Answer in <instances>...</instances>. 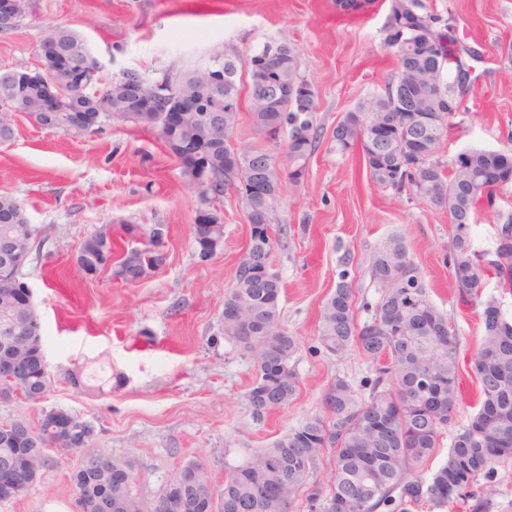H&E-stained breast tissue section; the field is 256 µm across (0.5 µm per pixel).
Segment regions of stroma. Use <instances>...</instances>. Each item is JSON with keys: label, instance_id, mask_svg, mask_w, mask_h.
I'll return each instance as SVG.
<instances>
[{"label": "stroma", "instance_id": "stroma-1", "mask_svg": "<svg viewBox=\"0 0 512 512\" xmlns=\"http://www.w3.org/2000/svg\"><path fill=\"white\" fill-rule=\"evenodd\" d=\"M440 24L453 27L469 67L470 88L448 120L438 156L452 164L472 148L512 143V0H424ZM32 10L0 33V66L34 67L42 31L69 27L88 44L101 79L136 71L159 81L204 64L214 52L244 56L285 41L317 93L320 140L300 180L289 177L285 144L271 145L241 106L231 136L239 148L271 149L283 173L276 218L286 230L275 242L272 268L283 283L281 319L299 347L292 365L299 390L285 408L256 415L247 393L255 370L248 355L220 335L224 298L250 239L240 194L225 191L224 244L209 260L197 255L191 227L203 204L174 156L155 135L131 123L102 122L75 136L15 116V136L0 146V194L22 205L39 227V245L22 271L44 332L51 386L40 402L0 395V422L38 424L64 409L89 422L90 446L131 461L135 492L156 495L184 463L203 462L213 483L245 449L263 448L322 413L336 378L360 385L374 371L357 351L336 356L317 339L322 303L348 272L357 322L378 290L371 255L401 235L435 306L460 337L463 399L459 419L477 407L478 383L467 361L481 334V307L460 295L447 261L455 227L446 208L374 185L360 152L336 153L332 130L343 114L384 93L396 60L385 45L389 0L349 15L335 0H31ZM512 215V186L472 225V249L494 257L498 227ZM163 225L167 259L127 285L110 272L78 274L80 244L102 227L125 249L122 227ZM79 454L51 455L32 489L0 501V512H75L70 475Z\"/></svg>", "mask_w": 512, "mask_h": 512}]
</instances>
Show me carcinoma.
I'll return each mask as SVG.
<instances>
[{"label": "carcinoma", "instance_id": "obj_1", "mask_svg": "<svg viewBox=\"0 0 512 512\" xmlns=\"http://www.w3.org/2000/svg\"><path fill=\"white\" fill-rule=\"evenodd\" d=\"M435 17L423 0H391L385 45L406 35L410 46L395 50V77L405 73L421 86L414 95H436L442 110L448 101L462 104L465 94L454 72L461 62L451 51L448 33L436 30ZM43 67L46 79L20 81L17 68L0 67V144L14 137V114L25 112L47 129L66 134V118L70 112L81 113L86 120L83 131L92 130L104 120L133 123L153 130L174 156L179 144L199 151L208 158L212 183L202 175L182 167V173L203 203L221 200L228 189L241 190L237 181L224 179L227 160H243L262 155L263 149L231 150L232 132L238 121L236 112H210L203 75L195 68L179 78L163 80L170 98L179 93L198 96L201 111L192 115L178 131L165 128L159 108L140 112L130 103L129 91L137 83L145 93L151 84L141 74L126 71L107 82L100 81L97 64L85 40L64 27L45 29ZM269 45L247 60L239 57L231 63L246 73H238L240 95L243 79L249 81V94L263 84H293L300 78L294 48L286 46L280 57L267 56ZM68 54L77 67L88 74L84 87H72L63 73L54 70L55 54ZM445 71L436 88L427 87V71ZM61 87L55 112L43 111L47 85ZM253 126L270 142L286 136V146L294 169L289 177L299 181L304 174V161L312 153L318 137L313 114L293 111L286 99L280 100L276 112H258L251 104ZM410 113L401 111L389 95L374 96L346 112L332 131L336 151L344 154L356 144L361 149L363 165L372 183L397 193L407 190L449 208L459 221L449 244V256L460 294L473 297L474 286L483 284L493 272L503 288H512V249L497 247L489 265L480 266L471 248L470 228L477 223L482 201L492 205L498 192L512 184V179L486 183L482 190L471 192L469 183L456 166L443 167L438 158L420 157L410 150L404 127ZM507 149H470L459 154L472 158V167L484 170L496 167ZM127 248L114 257L112 229L105 227L80 245L75 265L83 276L97 275L107 269L125 283L133 282L164 263L151 228L127 224ZM41 229L30 224L19 202L10 195H0V242L39 236ZM224 240V214H219L203 239H194L197 249L216 252ZM253 257L246 250L242 267L238 268L234 288L224 302L241 311V322L223 323L224 339L239 347L252 359L255 380L248 400L256 414L283 408L296 395L297 373L290 362L298 349L297 337L288 334L281 321V279L268 269L260 275H246ZM410 260L402 238L391 236L383 241L370 259L371 280L379 297L370 317L357 324L354 292L348 273L342 272L333 292L324 301L319 318V342L336 355L354 347L374 367L375 378L370 388H357L343 378L329 385L336 397L323 413L306 418L298 426L276 439L266 448L245 452L241 461L226 466L224 483H212L205 464L188 461L180 473L165 484L176 487L181 472L198 470L202 486L217 491L216 512H290L292 503L304 496L307 512H412L426 504L446 509L448 505L477 484L478 478L490 480L495 466L512 461V317L505 315L500 303L491 298L484 302L482 335L477 352L470 361L478 380V410L458 425L448 455L430 477L417 475L438 448L444 430L455 424L461 400L459 389L460 340L448 317L430 299L422 275L416 282L404 283L401 270ZM21 273L0 269V319L12 315L8 297L13 281ZM32 378L17 387L25 398L37 403L35 392H46L51 383L50 372L34 370ZM56 416L67 418L90 442L93 427L68 412L57 410ZM43 454L32 465L43 467L49 453L68 455L75 449L60 437H41ZM331 454L334 470L326 483L310 481L325 454ZM121 469L127 460L110 457L93 450L83 452L71 474L76 500L93 499L102 492L98 469ZM112 512H155L150 499L133 492V484H116L110 489ZM495 489L485 486L475 497L472 512H490Z\"/></svg>", "mask_w": 512, "mask_h": 512}]
</instances>
